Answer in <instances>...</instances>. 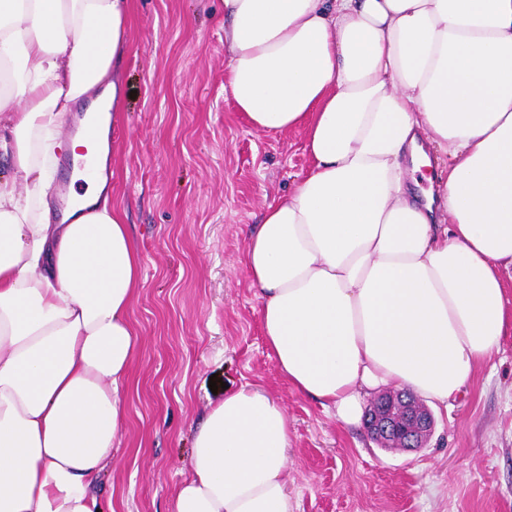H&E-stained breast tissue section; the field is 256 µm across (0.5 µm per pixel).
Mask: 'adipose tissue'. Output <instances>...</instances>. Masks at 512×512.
Here are the masks:
<instances>
[{"instance_id": "1", "label": "adipose tissue", "mask_w": 512, "mask_h": 512, "mask_svg": "<svg viewBox=\"0 0 512 512\" xmlns=\"http://www.w3.org/2000/svg\"><path fill=\"white\" fill-rule=\"evenodd\" d=\"M128 31L129 0H0V512H97L126 421L143 261L106 168ZM224 44L238 111L312 158L243 253L280 376L347 425L382 387L447 403L512 328V0H224ZM427 144L448 174L418 198ZM66 148L84 189L57 216ZM289 443L268 392L226 394L173 512H293Z\"/></svg>"}]
</instances>
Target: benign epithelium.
Listing matches in <instances>:
<instances>
[{
  "label": "benign epithelium",
  "mask_w": 512,
  "mask_h": 512,
  "mask_svg": "<svg viewBox=\"0 0 512 512\" xmlns=\"http://www.w3.org/2000/svg\"><path fill=\"white\" fill-rule=\"evenodd\" d=\"M371 438L386 447L414 450L429 442L434 430L431 411L406 392L381 395L366 414Z\"/></svg>",
  "instance_id": "benign-epithelium-1"
}]
</instances>
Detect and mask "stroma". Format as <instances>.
<instances>
[{
    "label": "stroma",
    "instance_id": "stroma-1",
    "mask_svg": "<svg viewBox=\"0 0 512 512\" xmlns=\"http://www.w3.org/2000/svg\"><path fill=\"white\" fill-rule=\"evenodd\" d=\"M129 34L108 166L143 260L142 348L102 512H172L212 378L283 405L295 512H512V330L415 451L378 447L296 393L267 355L242 257L266 205L308 173L304 134L256 130L225 92L223 0H131Z\"/></svg>",
    "mask_w": 512,
    "mask_h": 512
}]
</instances>
